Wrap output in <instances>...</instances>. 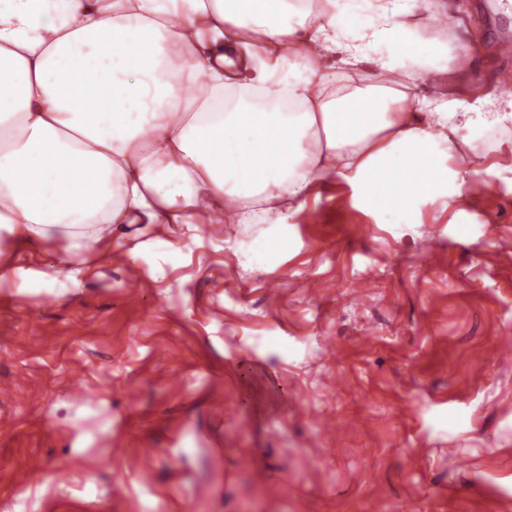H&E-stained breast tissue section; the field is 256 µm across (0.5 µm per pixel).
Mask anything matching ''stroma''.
I'll use <instances>...</instances> for the list:
<instances>
[{
  "instance_id": "35a3bbf8",
  "label": "stroma",
  "mask_w": 512,
  "mask_h": 512,
  "mask_svg": "<svg viewBox=\"0 0 512 512\" xmlns=\"http://www.w3.org/2000/svg\"><path fill=\"white\" fill-rule=\"evenodd\" d=\"M428 98L496 112L500 0ZM462 196L384 224L343 184L275 224H172L77 278L0 241V512H512V120Z\"/></svg>"
}]
</instances>
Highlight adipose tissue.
I'll use <instances>...</instances> for the list:
<instances>
[{
	"mask_svg": "<svg viewBox=\"0 0 512 512\" xmlns=\"http://www.w3.org/2000/svg\"><path fill=\"white\" fill-rule=\"evenodd\" d=\"M429 0H0V237L64 243L72 274L112 234L249 224L339 181L377 218L462 196L479 121L376 86L450 69ZM338 65H331V57Z\"/></svg>",
	"mask_w": 512,
	"mask_h": 512,
	"instance_id": "adipose-tissue-1",
	"label": "adipose tissue"
}]
</instances>
